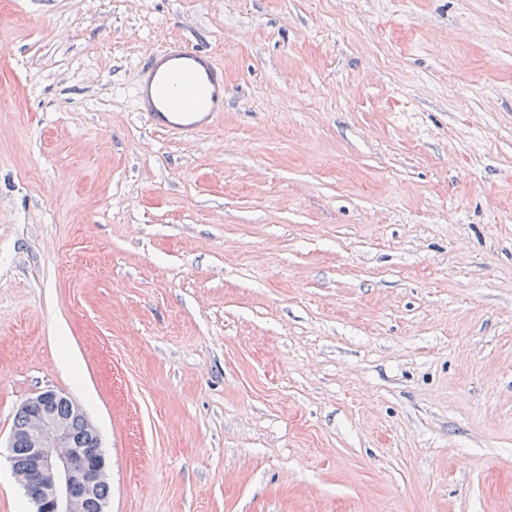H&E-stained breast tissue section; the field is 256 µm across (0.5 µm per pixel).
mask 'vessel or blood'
<instances>
[{
    "instance_id": "obj_1",
    "label": "vessel or blood",
    "mask_w": 512,
    "mask_h": 512,
    "mask_svg": "<svg viewBox=\"0 0 512 512\" xmlns=\"http://www.w3.org/2000/svg\"><path fill=\"white\" fill-rule=\"evenodd\" d=\"M134 103L155 131L197 140L224 115V67L209 50L168 41L142 57Z\"/></svg>"
}]
</instances>
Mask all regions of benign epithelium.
<instances>
[{"mask_svg": "<svg viewBox=\"0 0 512 512\" xmlns=\"http://www.w3.org/2000/svg\"><path fill=\"white\" fill-rule=\"evenodd\" d=\"M61 395L53 390L38 393V402L23 434L11 435L10 444L21 440L28 449L26 461L10 458L16 480L34 506V512H87L100 486L108 484L102 448H79L68 420L54 403Z\"/></svg>", "mask_w": 512, "mask_h": 512, "instance_id": "1", "label": "benign epithelium"}]
</instances>
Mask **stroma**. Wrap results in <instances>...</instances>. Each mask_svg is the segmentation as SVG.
Instances as JSON below:
<instances>
[{"label": "stroma", "mask_w": 512, "mask_h": 512, "mask_svg": "<svg viewBox=\"0 0 512 512\" xmlns=\"http://www.w3.org/2000/svg\"><path fill=\"white\" fill-rule=\"evenodd\" d=\"M45 389L108 512H512V0H0V512ZM133 97L155 131L195 141L224 116V66L209 50L170 40L142 57Z\"/></svg>", "instance_id": "35a3bbf8"}]
</instances>
